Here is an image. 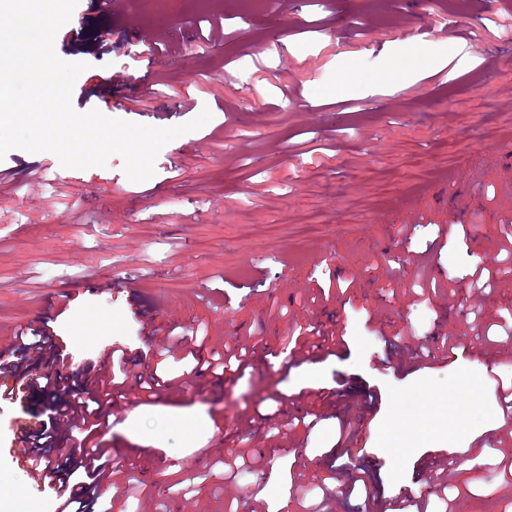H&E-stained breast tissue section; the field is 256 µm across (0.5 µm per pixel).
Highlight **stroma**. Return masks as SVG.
I'll return each instance as SVG.
<instances>
[{"label":"stroma","mask_w":512,"mask_h":512,"mask_svg":"<svg viewBox=\"0 0 512 512\" xmlns=\"http://www.w3.org/2000/svg\"><path fill=\"white\" fill-rule=\"evenodd\" d=\"M122 0L105 20L79 0L54 41L60 59L85 64L73 93L80 113L154 127L211 120L169 142L152 178L124 173L122 157L87 169L50 152L10 150L0 162V349L42 328L68 363L106 365L112 346L154 354L171 329L199 335L196 354L262 338L269 347L231 379L204 373L142 403L136 389L111 406L105 436L135 465L134 491L101 487L99 512H362L367 497L419 492L426 459L459 453L446 496L427 512H512V445L496 398L461 402L445 419L422 406L405 442L396 416L414 386L485 384L483 358L512 347V287L471 289L492 264L500 224L512 220L501 189L512 158V0ZM458 22L462 56L440 58L405 81L391 48L411 31ZM111 26L121 48L102 53ZM285 33L274 40L270 29ZM352 87L330 88L338 62ZM123 85L87 97L114 73ZM451 169L465 188H419ZM458 203L462 236L448 217ZM314 213L318 223H296ZM330 291L317 298L319 288ZM346 338L310 362L283 359L297 327ZM455 350L402 366L392 348ZM324 413L313 430L299 420ZM278 426L248 435L239 416ZM54 420L32 390L0 400V490L22 483L13 448L31 416ZM349 448L341 458L337 447ZM375 462L367 489L345 471ZM321 487L326 499L303 498Z\"/></svg>","instance_id":"1"}]
</instances>
